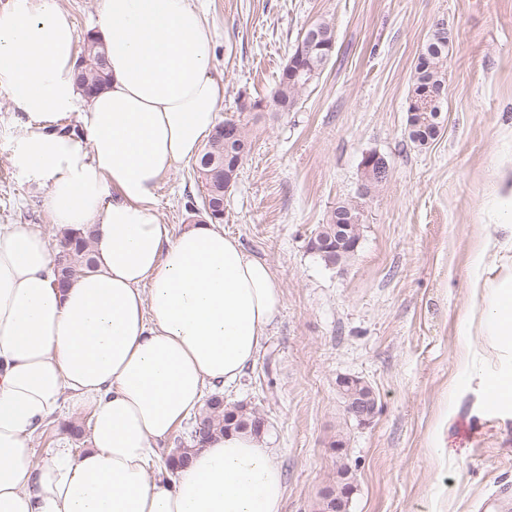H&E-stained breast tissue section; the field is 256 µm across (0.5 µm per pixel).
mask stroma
Segmentation results:
<instances>
[{
  "label": "stroma",
  "mask_w": 512,
  "mask_h": 512,
  "mask_svg": "<svg viewBox=\"0 0 512 512\" xmlns=\"http://www.w3.org/2000/svg\"><path fill=\"white\" fill-rule=\"evenodd\" d=\"M217 37L212 75L218 118L239 91L269 97L302 31L336 34L332 58L293 111L249 119L253 150L224 195V231L265 261L283 303L254 364L224 388L268 422L283 471L282 512H319L322 490L347 466V512H492L512 485V402L489 409V384L512 373V346L473 333L471 365L458 330L480 315L470 258L503 237L486 209L512 174V0H193ZM448 28L442 129L409 138L419 58L437 23ZM22 114L0 87V225L33 224L56 244L46 191L13 163ZM384 156L386 181L359 194L361 160ZM193 162L158 190L171 233L205 218ZM361 213L355 256L325 266L309 248L338 204ZM374 391L367 424L348 417L341 376ZM89 411L54 416L30 446L36 457L69 440L87 447ZM342 450H335V442Z\"/></svg>",
  "instance_id": "stroma-1"
}]
</instances>
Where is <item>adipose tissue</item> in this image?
Here are the masks:
<instances>
[{
    "mask_svg": "<svg viewBox=\"0 0 512 512\" xmlns=\"http://www.w3.org/2000/svg\"><path fill=\"white\" fill-rule=\"evenodd\" d=\"M112 83L83 104L78 31L57 0L0 14V86L25 121L16 166L47 189L53 224L90 233L94 271L54 288L43 232L0 225V512H282L265 438L212 433L171 477L154 450L210 387L254 363L282 305L270 267L216 224L172 234L157 191L196 158L223 90L212 29L190 0H102ZM75 113L77 140L56 120ZM483 323L512 341V274L486 282ZM90 413L88 448L29 442L62 410Z\"/></svg>",
    "mask_w": 512,
    "mask_h": 512,
    "instance_id": "ef3b65f1",
    "label": "adipose tissue"
}]
</instances>
